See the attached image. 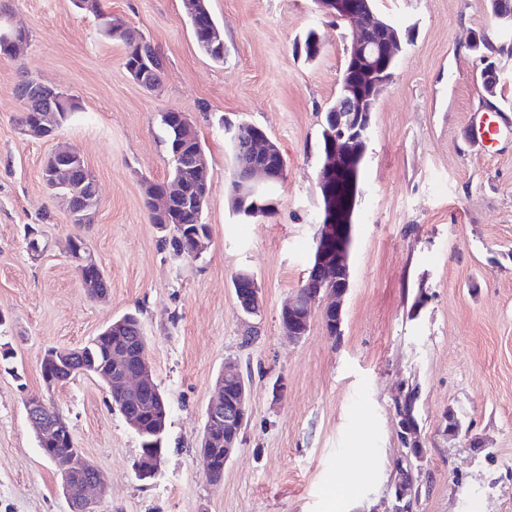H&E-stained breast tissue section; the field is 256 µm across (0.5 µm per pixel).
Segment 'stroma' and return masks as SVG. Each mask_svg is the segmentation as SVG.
<instances>
[{
	"instance_id": "stroma-1",
	"label": "stroma",
	"mask_w": 512,
	"mask_h": 512,
	"mask_svg": "<svg viewBox=\"0 0 512 512\" xmlns=\"http://www.w3.org/2000/svg\"><path fill=\"white\" fill-rule=\"evenodd\" d=\"M103 5L163 52L157 91L132 79L123 44L71 0H0V28L28 34L20 55L0 54V343L11 351L0 362V512H71L26 419L27 392L68 418L75 446L107 475L98 512H380L402 448L394 398L408 384L419 389L427 448L414 512H512V57L498 58L499 92L485 96L468 40L490 24L486 0H374L404 40L372 116L342 336L330 339L316 316L297 343L278 314L314 248L321 118L336 99L347 30L312 0H209L224 38L218 64L198 48L182 0ZM311 29L322 51L307 62L293 44ZM24 72L78 100L54 139L19 132ZM166 110L190 115L209 165L211 239L196 260L162 241L143 206V179L170 171L156 123ZM487 111L503 129L494 144L474 133ZM227 121L262 128L287 159L271 217L244 221L229 208ZM60 143L99 184L95 223H70L43 185ZM77 234L109 282L106 300L87 294L69 258ZM242 271L262 290L254 317L237 309L232 278ZM133 310L170 406L169 453L149 483L134 477L139 439L109 388L80 375L49 390L40 370L48 348L83 346ZM230 360L248 381L250 419L214 486L198 448ZM278 379L287 391L276 401ZM450 408L484 449L446 435ZM353 464L354 479L338 483Z\"/></svg>"
}]
</instances>
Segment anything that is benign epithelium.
I'll use <instances>...</instances> for the list:
<instances>
[{
    "label": "benign epithelium",
    "mask_w": 512,
    "mask_h": 512,
    "mask_svg": "<svg viewBox=\"0 0 512 512\" xmlns=\"http://www.w3.org/2000/svg\"><path fill=\"white\" fill-rule=\"evenodd\" d=\"M314 11L326 18H334L344 22L350 30L352 38L346 47L349 67L343 77L344 84L352 85L344 99L336 105L335 111L326 113L327 148L323 154V162L318 177V187L323 206L322 218L315 237V245L309 265L308 282L293 291L281 306L279 324L283 335L298 342L310 329L314 312H320L322 320L329 324L328 332L341 334L344 320L345 298L350 288L349 255L351 246V225L335 222L334 202L338 192L339 174L346 162L357 152L359 143L369 140L371 114L391 84L394 71L392 66L397 59L400 47L399 36L361 0H313ZM32 89L40 101L44 103V113L38 114L37 125L30 124L19 127L22 134L37 138L46 137L49 113L62 104L68 97L63 89L47 85L40 80L32 83L21 81L17 98L22 107L31 108L32 101L25 89ZM269 140L266 133L258 128L250 135L247 144V155L266 153ZM78 156L72 147L55 150L51 155L52 166L48 180L53 187H65L71 177V169ZM287 162L278 157L271 164H256L247 159L236 167L234 179L242 187L254 194L264 193L270 186L280 183L286 176ZM81 283L87 292L95 298L106 296L109 288L105 277L94 279L82 278ZM237 284V307L246 311L250 299L259 294L261 288L257 281L247 276L239 278ZM67 361V353L49 349L41 358V367L45 371L47 389L57 384L55 371L63 367ZM112 364L122 371L120 382L122 392L128 396H136L145 392L150 384L151 362L148 350H143L137 361L131 362L124 356H117ZM25 411L28 421L37 429L44 440L58 436L72 437L70 425L66 417L59 411L51 410L42 397L25 398ZM208 413L217 419H224V424L235 429L244 428L248 418L249 406L245 400L227 403L224 401V379L216 384V395L208 406ZM403 440L409 447L419 450L417 463L425 460V448L420 428L412 427L404 430ZM51 461L61 468L63 490L72 512H96L97 498L92 492L105 487V478L99 473L90 481H74L72 475L90 466V462L82 456H53ZM406 498L405 482L398 478L393 485L391 504L384 512H405L401 504Z\"/></svg>",
    "instance_id": "1"
}]
</instances>
